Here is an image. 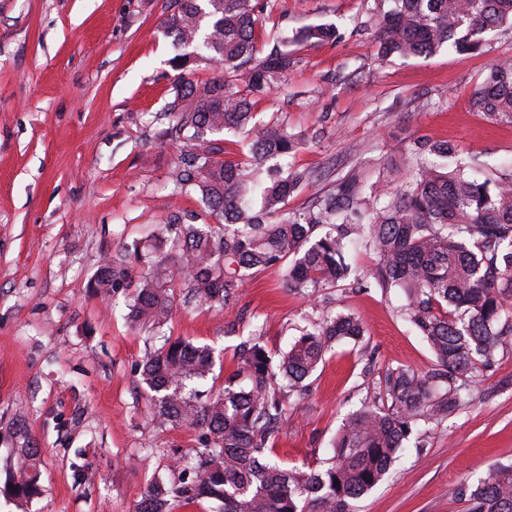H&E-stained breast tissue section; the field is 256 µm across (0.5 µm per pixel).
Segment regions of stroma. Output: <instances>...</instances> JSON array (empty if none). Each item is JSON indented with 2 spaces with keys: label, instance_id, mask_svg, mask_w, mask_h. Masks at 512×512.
<instances>
[{
  "label": "stroma",
  "instance_id": "1",
  "mask_svg": "<svg viewBox=\"0 0 512 512\" xmlns=\"http://www.w3.org/2000/svg\"><path fill=\"white\" fill-rule=\"evenodd\" d=\"M169 0H0V426L21 420L42 448V493L0 497V512H135L155 478L178 480L197 431L158 426L140 361L148 332L127 318L129 289L101 295V265L143 238L147 225L214 218L176 192L169 173L183 149L167 116L175 54L163 21ZM334 25L336 41L301 42L299 30ZM264 49L297 64L254 106L302 139L289 163L313 179L288 209L359 169L400 181L403 153L420 138L454 144L488 171L512 165V126L473 112L491 64L512 60V29L479 53L378 56L367 0H269ZM175 309L165 335L213 347L207 384L221 388L234 349L260 334L286 350L324 304L357 316L362 342H343L285 399L272 455L317 468L347 415L378 399L388 370H427L432 354L399 313L397 291L353 281L304 299L278 265L246 278L224 305L191 299L168 257ZM512 464V345L469 380V395L421 426L403 457L357 512H466L455 496L490 468Z\"/></svg>",
  "mask_w": 512,
  "mask_h": 512
}]
</instances>
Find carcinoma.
Listing matches in <instances>:
<instances>
[{
	"label": "carcinoma",
	"instance_id": "1",
	"mask_svg": "<svg viewBox=\"0 0 512 512\" xmlns=\"http://www.w3.org/2000/svg\"><path fill=\"white\" fill-rule=\"evenodd\" d=\"M379 54L429 56L447 47L482 48L485 35L512 29V0H373ZM265 0H172L164 20L181 70L169 116L174 133L189 147L169 176L174 189L195 194L218 224L158 225L151 237L176 254L190 294L205 304L226 303L253 273L289 260L285 283L312 298L348 279L383 290L397 288L400 309L427 343L434 363L420 372L399 366L386 373L381 403H365L336 434L323 468L283 469L270 459L283 420L275 384L302 396L325 356L342 341L360 342L364 327L354 315L326 311L273 361L260 337L235 349L236 369L213 393L204 389L212 371L210 348L169 339L148 350L143 381L153 392L154 419L201 433L190 478L176 486L154 481L136 512H172L200 499L220 503V512H354L405 451L423 423L448 417L464 396L466 378L496 362L512 339V169L478 177L457 161L446 142L411 141L408 176L396 188L367 182L353 172L308 206L283 211L288 197L311 180L305 169H287L278 159L300 145L279 123L257 125L253 99L274 89L295 58L277 48L263 54L255 28ZM336 29H305L301 41L326 42ZM224 70V78L199 85L189 66ZM471 107L492 123L512 124V63L490 66ZM247 132L248 154L218 160L223 148L210 136ZM259 193L255 210L251 194ZM374 252V266L358 272L347 250ZM166 269L134 282L126 261L105 264L91 288L108 293L132 287L129 318L160 331L171 318L174 296ZM14 443L4 468V491L18 502L40 495L41 456L28 432L6 429ZM468 512H512V466L491 469L478 483L456 488Z\"/></svg>",
	"mask_w": 512,
	"mask_h": 512
}]
</instances>
